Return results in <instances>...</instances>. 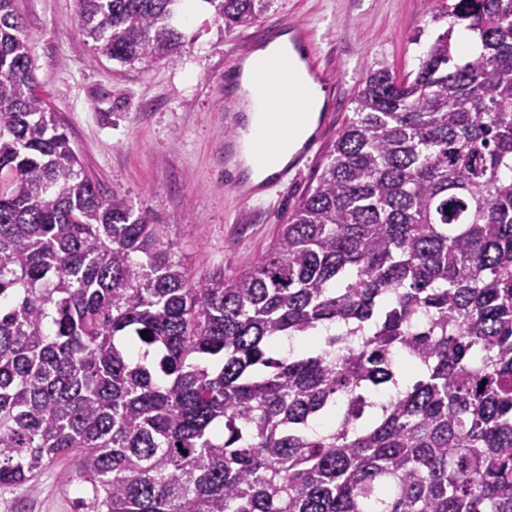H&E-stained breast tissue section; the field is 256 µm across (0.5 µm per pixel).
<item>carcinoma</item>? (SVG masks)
I'll return each instance as SVG.
<instances>
[{
  "mask_svg": "<svg viewBox=\"0 0 512 512\" xmlns=\"http://www.w3.org/2000/svg\"><path fill=\"white\" fill-rule=\"evenodd\" d=\"M13 2L0 485L72 455L87 512H512V0L448 6L480 40L464 63L444 34L415 74L371 71L317 186L232 278L84 171ZM184 2L77 9L99 53L148 67L183 46ZM200 2L230 33L277 0Z\"/></svg>",
  "mask_w": 512,
  "mask_h": 512,
  "instance_id": "cac0c4a2",
  "label": "carcinoma"
}]
</instances>
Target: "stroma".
Instances as JSON below:
<instances>
[{"instance_id":"35a3bbf8","label":"stroma","mask_w":512,"mask_h":512,"mask_svg":"<svg viewBox=\"0 0 512 512\" xmlns=\"http://www.w3.org/2000/svg\"><path fill=\"white\" fill-rule=\"evenodd\" d=\"M448 0H279L257 24L225 33L204 7L180 29L177 57L149 69L95 54L78 26L75 0H15L31 45L38 90L57 112L85 171L135 208L170 227L196 271H247L280 224L317 184L326 155L369 71L418 68L439 35L458 30L438 12ZM288 15L308 28L312 48L334 72L325 85L334 121L309 165L288 181L240 201L224 186V135L237 114L224 108L222 76L258 30ZM85 483L77 461L47 462L33 482L0 486V512H77Z\"/></svg>"}]
</instances>
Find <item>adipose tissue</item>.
<instances>
[{
  "label": "adipose tissue",
  "instance_id": "obj_1",
  "mask_svg": "<svg viewBox=\"0 0 512 512\" xmlns=\"http://www.w3.org/2000/svg\"><path fill=\"white\" fill-rule=\"evenodd\" d=\"M325 99L293 58L289 77L241 118L239 159L246 177L260 183L270 168L284 167L314 133Z\"/></svg>",
  "mask_w": 512,
  "mask_h": 512
}]
</instances>
